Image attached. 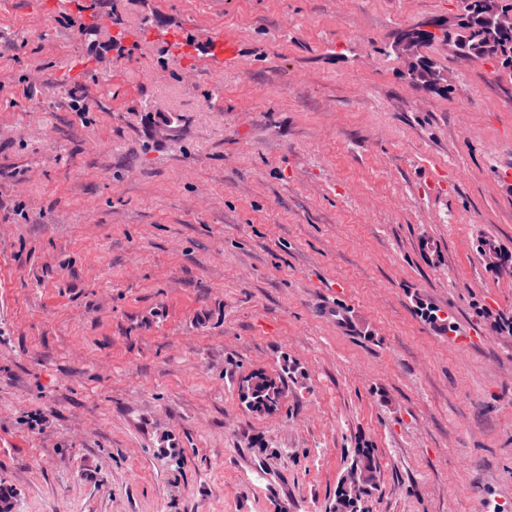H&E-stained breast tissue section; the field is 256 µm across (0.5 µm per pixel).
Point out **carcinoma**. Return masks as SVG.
I'll list each match as a JSON object with an SVG mask.
<instances>
[{
  "mask_svg": "<svg viewBox=\"0 0 512 512\" xmlns=\"http://www.w3.org/2000/svg\"><path fill=\"white\" fill-rule=\"evenodd\" d=\"M481 10L477 13L479 20L468 18L442 29V37L448 43V49L458 58L467 61H492L498 71L512 75V35L499 32L497 20L507 10L512 11V0H480ZM432 39V33L415 28L399 32L395 45L408 48L412 43L423 45ZM437 67L428 59L421 60L408 73V79L416 85L432 89L438 85ZM289 369L278 376L263 371L251 373L242 380L244 386L239 388L242 404L251 412L275 411L288 391L286 375ZM353 471L364 483L366 496L377 490V467L370 454L354 449ZM331 512H369L361 502H352L343 490H338Z\"/></svg>",
  "mask_w": 512,
  "mask_h": 512,
  "instance_id": "obj_1",
  "label": "carcinoma"
}]
</instances>
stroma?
I'll use <instances>...</instances> for the list:
<instances>
[{"label":"stroma","instance_id":"1","mask_svg":"<svg viewBox=\"0 0 512 512\" xmlns=\"http://www.w3.org/2000/svg\"><path fill=\"white\" fill-rule=\"evenodd\" d=\"M458 9L0 0L11 512H512V79L394 51ZM437 69L432 61L420 59L419 63L408 73V79L412 84L423 85L432 89L444 88V86L438 85ZM289 369L284 368V374L272 376L263 371L251 373L242 380L239 386V398L242 404L251 412L275 411L288 391ZM352 466L366 487V497H370L377 490V467L373 458L360 448L354 449Z\"/></svg>","mask_w":512,"mask_h":512}]
</instances>
